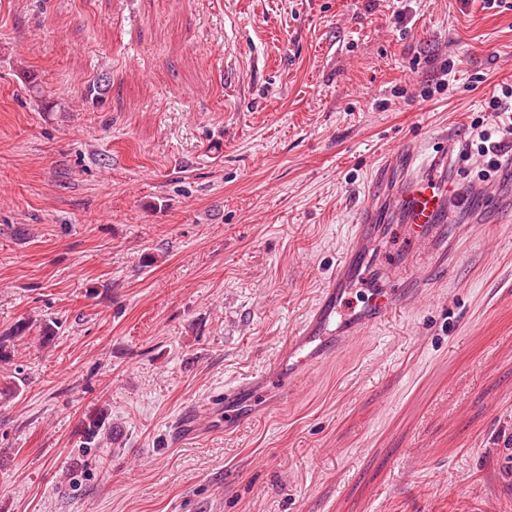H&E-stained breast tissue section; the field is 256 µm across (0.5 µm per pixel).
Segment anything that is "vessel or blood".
<instances>
[{
	"label": "vessel or blood",
	"instance_id": "obj_1",
	"mask_svg": "<svg viewBox=\"0 0 512 512\" xmlns=\"http://www.w3.org/2000/svg\"><path fill=\"white\" fill-rule=\"evenodd\" d=\"M461 149L454 136L443 138L441 147L424 155L420 144L405 142L395 146L377 167L374 186L350 227V244L330 273L326 286L310 316L291 336L280 353L276 371L284 380L306 376L314 368L341 353L348 337L366 335L381 326L398 309L413 306L424 292L442 286L448 279V251L441 248L440 234L447 228L448 200L454 192ZM505 174L491 183L469 185V195L488 203L498 218L512 221V161ZM396 184L415 251L428 257L403 288L384 290L364 287L363 268L370 247L386 212L381 186ZM363 287L360 303H350L356 287ZM254 391L250 380H242L224 391V407L233 417L243 418L247 397Z\"/></svg>",
	"mask_w": 512,
	"mask_h": 512
}]
</instances>
